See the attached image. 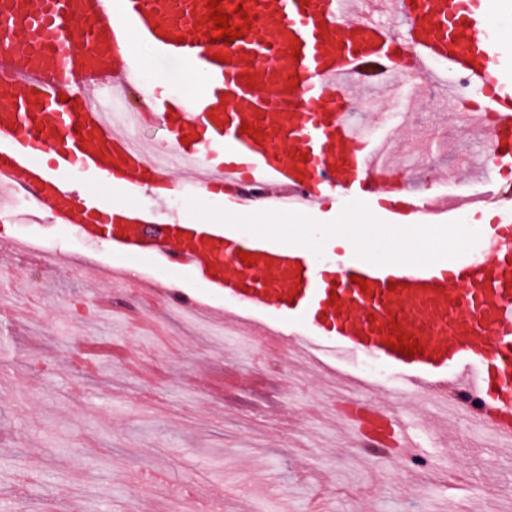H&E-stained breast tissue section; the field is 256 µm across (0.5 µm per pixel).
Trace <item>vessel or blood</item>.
I'll return each instance as SVG.
<instances>
[{"label":"vessel or blood","mask_w":512,"mask_h":512,"mask_svg":"<svg viewBox=\"0 0 512 512\" xmlns=\"http://www.w3.org/2000/svg\"><path fill=\"white\" fill-rule=\"evenodd\" d=\"M0 0V27L39 31L22 61L0 51V188L27 196L50 222L75 225L89 243L183 267L231 299L224 321L261 343L288 344L317 362L366 355L404 376L426 396L440 423L449 412L512 447V208L478 238L474 252L428 255L405 266L394 253L339 246L318 261L313 248L262 233L244 236L221 222L159 224L135 196L158 189L192 196L225 190L239 211H311L325 199L361 201L388 228L455 225L447 199L393 177L388 143L371 139L348 117L353 90L401 94L435 78L445 64L493 112L481 126L486 150L478 173L484 203L501 190L494 168L512 167V54L492 23L512 19V0H220L231 28L216 61L208 0ZM392 11L403 30L390 37L378 20ZM156 56L194 71L204 85L186 93L144 86V60L131 35ZM413 51L397 59L402 39ZM134 96L125 120L106 106L116 89ZM162 121L168 148L135 142L130 123ZM251 125L243 133L242 125ZM293 144L283 153L280 142ZM172 153L183 172L173 180ZM261 198L247 194L249 186ZM253 254L243 264L240 252ZM364 285H356V278ZM422 355L390 350L397 335ZM368 457L417 444L384 408L350 402Z\"/></svg>","instance_id":"1"}]
</instances>
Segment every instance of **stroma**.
Wrapping results in <instances>:
<instances>
[{"instance_id":"stroma-1","label":"stroma","mask_w":512,"mask_h":512,"mask_svg":"<svg viewBox=\"0 0 512 512\" xmlns=\"http://www.w3.org/2000/svg\"><path fill=\"white\" fill-rule=\"evenodd\" d=\"M144 79L188 92L192 71L161 59L141 41ZM412 120L374 94L372 136H390L406 178L426 164L447 172L438 195L480 191L470 165L448 141V93L423 87ZM23 236L56 243L69 262L14 256L0 269V505L10 512H449L497 504L512 512V457L461 428L442 445L423 425L425 406L404 416L433 467L418 486L383 457L368 465L330 422L345 396L317 367L294 368L287 352L187 318L162 293L142 294L140 278L162 272L207 309L223 296L205 281L140 257L91 246L43 221H0V242Z\"/></svg>"}]
</instances>
